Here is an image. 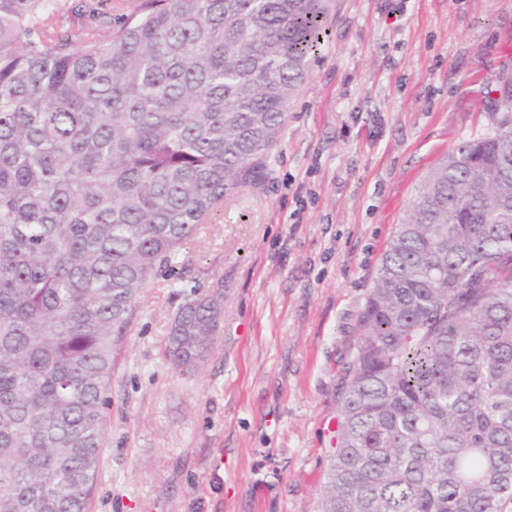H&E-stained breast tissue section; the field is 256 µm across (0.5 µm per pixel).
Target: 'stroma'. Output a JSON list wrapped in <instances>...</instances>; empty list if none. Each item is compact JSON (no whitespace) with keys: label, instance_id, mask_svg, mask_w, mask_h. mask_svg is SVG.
<instances>
[{"label":"stroma","instance_id":"35a3bbf8","mask_svg":"<svg viewBox=\"0 0 512 512\" xmlns=\"http://www.w3.org/2000/svg\"><path fill=\"white\" fill-rule=\"evenodd\" d=\"M264 185L159 271L114 350L93 512H320L343 367L425 173L491 129L512 0H335ZM224 293L204 365L164 356L191 291Z\"/></svg>","mask_w":512,"mask_h":512}]
</instances>
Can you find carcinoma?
<instances>
[{
	"label": "carcinoma",
	"mask_w": 512,
	"mask_h": 512,
	"mask_svg": "<svg viewBox=\"0 0 512 512\" xmlns=\"http://www.w3.org/2000/svg\"><path fill=\"white\" fill-rule=\"evenodd\" d=\"M332 0H0V512H90L112 347L264 185ZM89 14L73 32L59 21ZM421 181L344 367L321 512L512 508V99ZM191 295L165 358L210 355Z\"/></svg>",
	"instance_id": "carcinoma-1"
}]
</instances>
